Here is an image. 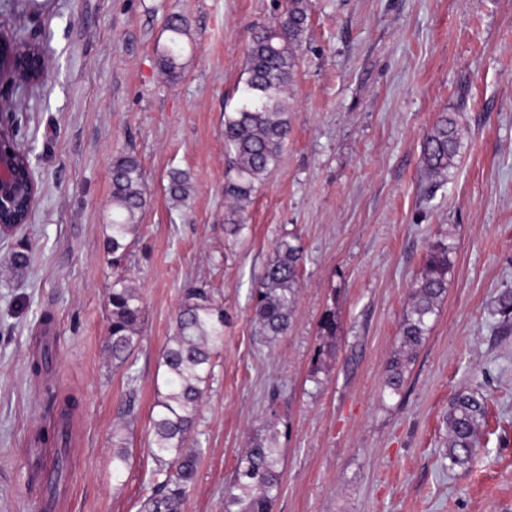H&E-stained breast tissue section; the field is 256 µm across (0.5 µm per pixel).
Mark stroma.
Masks as SVG:
<instances>
[{
  "mask_svg": "<svg viewBox=\"0 0 512 512\" xmlns=\"http://www.w3.org/2000/svg\"><path fill=\"white\" fill-rule=\"evenodd\" d=\"M285 0H0V32L23 29L48 63L16 100L37 202L21 230L23 277L0 239V512H43L25 479L45 384L81 401L60 512H139L149 493L150 413L161 351L184 288H209L227 315L224 350L201 400L202 449L183 512H224V487L253 435L279 432L283 477L272 512H512V332L494 301L512 288V0H312L280 162L247 226L224 229V114L240 97L253 28ZM184 15L183 69L162 75L169 12ZM461 128L447 183L423 199L421 145L441 113ZM133 154L148 184L124 273L142 298L140 342L113 366L104 351L112 269V159ZM192 182L173 204L167 175ZM305 262L292 327L256 334L251 292L282 233ZM453 244L448 292L406 373L383 390L411 286L428 246ZM334 311L338 356L312 371L318 324ZM52 365L29 366L41 317ZM135 385H128V378ZM137 416L123 423L128 389ZM487 398L470 465L446 458L450 397ZM129 453L112 476L113 431Z\"/></svg>",
  "mask_w": 512,
  "mask_h": 512,
  "instance_id": "stroma-1",
  "label": "stroma"
}]
</instances>
